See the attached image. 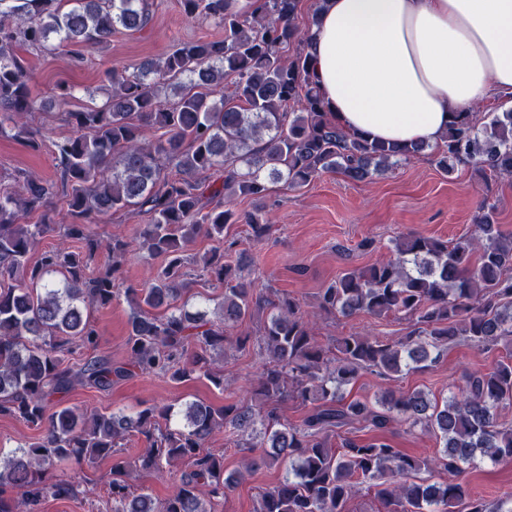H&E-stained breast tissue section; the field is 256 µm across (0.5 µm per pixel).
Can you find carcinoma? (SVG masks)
I'll return each mask as SVG.
<instances>
[{
  "label": "carcinoma",
  "instance_id": "carcinoma-1",
  "mask_svg": "<svg viewBox=\"0 0 512 512\" xmlns=\"http://www.w3.org/2000/svg\"><path fill=\"white\" fill-rule=\"evenodd\" d=\"M181 5L186 19L211 20L224 36L181 42L160 58L107 70L112 94L105 103L66 113L72 133L50 138L28 124L39 104L17 49L61 50L80 60L116 31L147 27L149 0H0V137L34 149L48 144L59 173L48 181L18 171L11 189L0 191V416L42 429L37 441L0 451V512H39L49 497L73 498L79 484L53 479L54 466L91 468L110 458L112 512H214L240 479L238 470L224 474V455L205 449L217 431L261 449L244 463L247 472L288 464L254 512H348L358 487L378 479L387 512H503V504L473 495L460 477L485 463L512 462V426L501 422L502 409L512 405V352L467 374L440 400L392 388L373 402L345 395L366 371L393 380L436 363L452 343L490 352L512 337V234L492 222L496 203L482 201L470 234L455 242L405 235L392 256L346 270L319 292L327 313L415 320L417 328L397 342L351 332L324 346L298 301L257 293L245 252L233 265L216 249L198 259L224 288L212 320L189 309L183 252L199 235L224 239L229 224H247L262 240L270 183L298 189L336 172L363 181L430 148L445 170L452 161L512 178V110L487 120L478 110L459 112L432 147L371 140L341 128L320 97L296 24L300 0ZM293 43L295 54L284 57ZM221 83L218 104L212 96ZM238 194L257 201L254 210L235 211ZM57 196L70 216L60 226L49 209ZM129 209L149 218L134 229L139 248L165 258L139 288L119 280L134 240H104L93 230ZM25 214L38 221L19 223ZM56 230L80 251L59 246L30 263L41 239ZM101 251L112 265L91 275ZM122 297L132 309L130 331L125 359L114 362L96 353L91 309ZM259 315L264 321L254 337L248 325ZM252 341L263 358L250 380L254 404H154L134 416L62 405L78 386L109 391L138 372L178 383L203 377L222 388L216 358ZM76 349L86 356L71 364L66 356ZM288 398L310 407L299 426L276 413ZM397 422L431 432L437 456H409L384 438H345L332 447L344 428L384 431ZM136 434L147 446L127 461L119 456L122 441ZM166 468L180 470L169 496L136 492L140 472ZM431 469L448 478L420 476ZM7 489L16 497L5 499Z\"/></svg>",
  "mask_w": 512,
  "mask_h": 512
}]
</instances>
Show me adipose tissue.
<instances>
[{"label": "adipose tissue", "instance_id": "obj_1", "mask_svg": "<svg viewBox=\"0 0 512 512\" xmlns=\"http://www.w3.org/2000/svg\"><path fill=\"white\" fill-rule=\"evenodd\" d=\"M307 51L336 121L372 140L433 145L455 113L512 109V0H325Z\"/></svg>", "mask_w": 512, "mask_h": 512}]
</instances>
